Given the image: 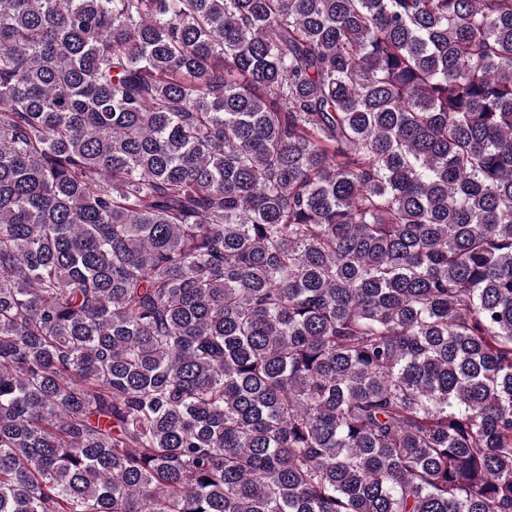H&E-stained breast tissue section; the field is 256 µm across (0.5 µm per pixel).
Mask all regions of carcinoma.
<instances>
[{
  "instance_id": "obj_1",
  "label": "carcinoma",
  "mask_w": 512,
  "mask_h": 512,
  "mask_svg": "<svg viewBox=\"0 0 512 512\" xmlns=\"http://www.w3.org/2000/svg\"><path fill=\"white\" fill-rule=\"evenodd\" d=\"M512 512V0H0V512Z\"/></svg>"
}]
</instances>
